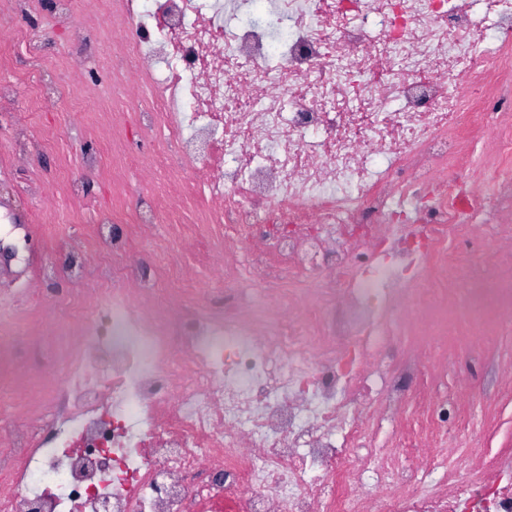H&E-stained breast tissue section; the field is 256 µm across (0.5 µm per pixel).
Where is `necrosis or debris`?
Wrapping results in <instances>:
<instances>
[{
    "instance_id": "1",
    "label": "necrosis or debris",
    "mask_w": 512,
    "mask_h": 512,
    "mask_svg": "<svg viewBox=\"0 0 512 512\" xmlns=\"http://www.w3.org/2000/svg\"><path fill=\"white\" fill-rule=\"evenodd\" d=\"M470 2L124 0L102 60H127L122 93L167 133L156 169L177 154L178 196L200 198L224 246L186 241L240 295L206 290L175 331L137 267L113 268L112 289L66 270L90 311L46 395L60 422L42 434L0 383L17 423L0 512H512V466L487 481L448 459L446 409L412 392L423 361L391 327L399 293L416 321L481 264L512 277V113L492 106L512 56L485 50L512 0ZM65 92L0 74V108ZM465 164L492 168L489 189L461 195ZM122 221L182 215L137 199L109 213L95 246L116 259ZM486 224L494 247L449 249Z\"/></svg>"
}]
</instances>
